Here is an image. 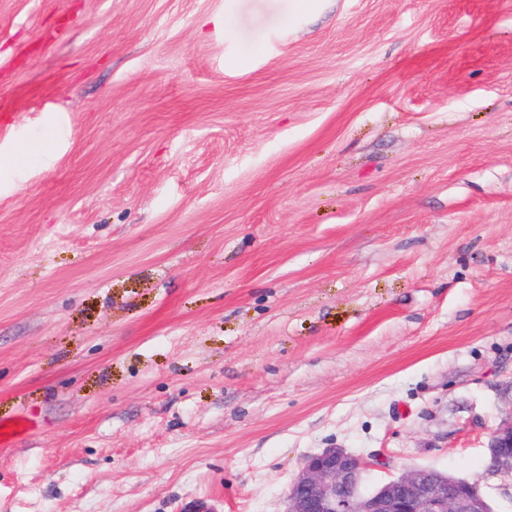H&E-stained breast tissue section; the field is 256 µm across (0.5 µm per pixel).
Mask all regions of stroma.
Masks as SVG:
<instances>
[{
    "label": "stroma",
    "instance_id": "stroma-1",
    "mask_svg": "<svg viewBox=\"0 0 512 512\" xmlns=\"http://www.w3.org/2000/svg\"><path fill=\"white\" fill-rule=\"evenodd\" d=\"M0 512H282L332 446L512 512V0H0ZM487 449L491 474L512 480V422L493 434Z\"/></svg>",
    "mask_w": 512,
    "mask_h": 512
}]
</instances>
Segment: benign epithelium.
Segmentation results:
<instances>
[{
	"label": "benign epithelium",
	"mask_w": 512,
	"mask_h": 512,
	"mask_svg": "<svg viewBox=\"0 0 512 512\" xmlns=\"http://www.w3.org/2000/svg\"><path fill=\"white\" fill-rule=\"evenodd\" d=\"M489 471L512 478V423L487 446ZM370 464L343 448L308 456L291 482L283 512H493L480 485L429 468H413L372 489Z\"/></svg>",
	"instance_id": "1"
}]
</instances>
